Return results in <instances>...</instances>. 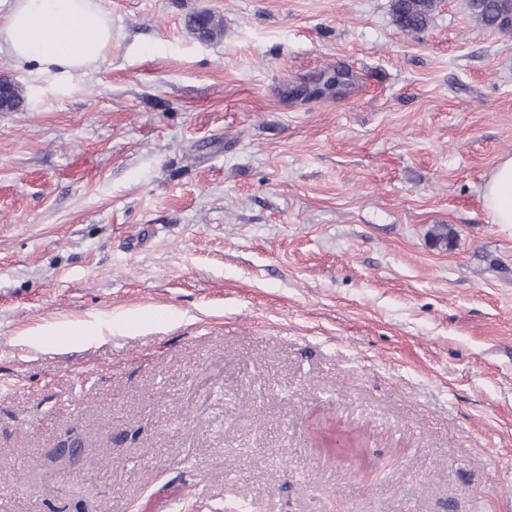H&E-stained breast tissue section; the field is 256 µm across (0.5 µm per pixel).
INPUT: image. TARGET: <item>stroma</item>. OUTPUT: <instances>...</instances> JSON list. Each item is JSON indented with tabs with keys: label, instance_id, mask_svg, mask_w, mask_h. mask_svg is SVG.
Listing matches in <instances>:
<instances>
[{
	"label": "stroma",
	"instance_id": "obj_1",
	"mask_svg": "<svg viewBox=\"0 0 512 512\" xmlns=\"http://www.w3.org/2000/svg\"><path fill=\"white\" fill-rule=\"evenodd\" d=\"M99 3L67 85L0 52V512H512V39ZM483 203L493 223L512 226V156L502 159L488 176Z\"/></svg>",
	"mask_w": 512,
	"mask_h": 512
}]
</instances>
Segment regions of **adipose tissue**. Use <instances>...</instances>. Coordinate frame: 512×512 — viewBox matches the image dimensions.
Here are the masks:
<instances>
[{
    "mask_svg": "<svg viewBox=\"0 0 512 512\" xmlns=\"http://www.w3.org/2000/svg\"><path fill=\"white\" fill-rule=\"evenodd\" d=\"M0 45L19 65L64 84L104 60L112 22L97 0H13L0 16ZM483 203L494 223L512 226V156L488 176Z\"/></svg>",
    "mask_w": 512,
    "mask_h": 512,
    "instance_id": "ef3b65f1",
    "label": "adipose tissue"
}]
</instances>
